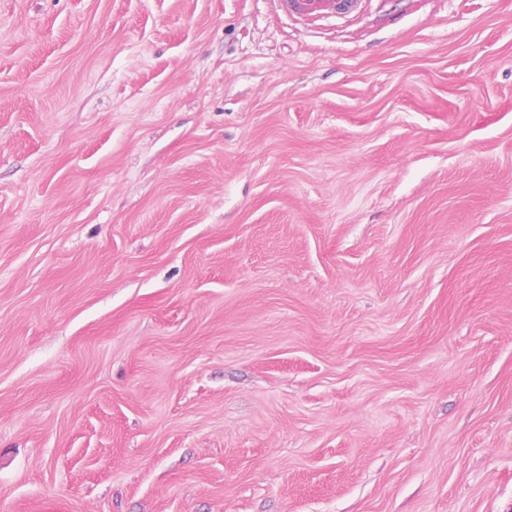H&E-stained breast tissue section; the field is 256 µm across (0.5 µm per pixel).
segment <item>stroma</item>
<instances>
[{"mask_svg":"<svg viewBox=\"0 0 512 512\" xmlns=\"http://www.w3.org/2000/svg\"><path fill=\"white\" fill-rule=\"evenodd\" d=\"M0 512H512V0H0ZM288 10L306 20H317L352 11L358 1L352 0H288Z\"/></svg>","mask_w":512,"mask_h":512,"instance_id":"stroma-1","label":"stroma"}]
</instances>
